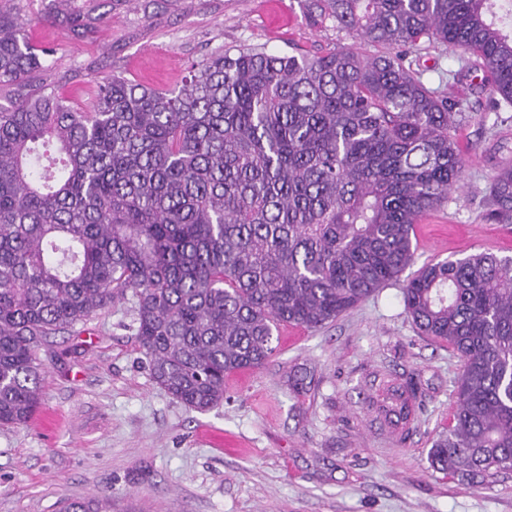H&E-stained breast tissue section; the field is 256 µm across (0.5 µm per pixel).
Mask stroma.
I'll list each match as a JSON object with an SVG mask.
<instances>
[{"label": "stroma", "instance_id": "stroma-1", "mask_svg": "<svg viewBox=\"0 0 512 512\" xmlns=\"http://www.w3.org/2000/svg\"><path fill=\"white\" fill-rule=\"evenodd\" d=\"M311 0H0L54 51L34 82L81 105L92 75L182 86L190 64L258 46L320 55L355 32L313 23ZM465 52L421 45L426 87L469 103L461 130L462 193L415 226L416 264L486 252L512 257V224L485 218L484 195L512 162V106H492ZM402 282L313 331L281 326L261 367L224 379V399L185 407L154 383L135 334L132 299L117 300L38 349L39 409L0 427V512H58L64 499L112 496V512H512V471L494 481L449 477L428 459L446 434L462 372L447 345L421 336ZM417 387L410 432L393 433L375 399L383 380Z\"/></svg>", "mask_w": 512, "mask_h": 512}]
</instances>
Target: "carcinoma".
Masks as SVG:
<instances>
[{
  "label": "carcinoma",
  "instance_id": "obj_1",
  "mask_svg": "<svg viewBox=\"0 0 512 512\" xmlns=\"http://www.w3.org/2000/svg\"><path fill=\"white\" fill-rule=\"evenodd\" d=\"M313 20L385 52L222 50L178 89L112 73L80 107L38 86L0 105L1 426L40 404L47 337L129 292L151 378L206 411L227 374L265 364L280 325L320 329L414 263V224L460 189L470 113L388 49L460 48L512 104V0H313ZM50 56L0 13V86L29 85ZM486 204L512 224L511 166ZM402 295L462 362L432 467L512 471V258L427 262ZM416 399L413 382L390 380L378 410L404 433ZM60 512H112V498Z\"/></svg>",
  "mask_w": 512,
  "mask_h": 512
}]
</instances>
